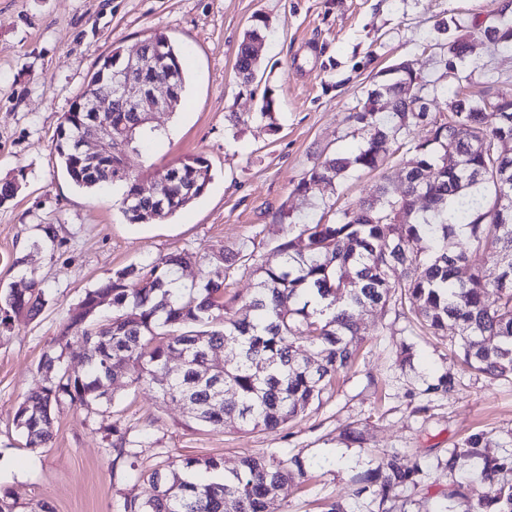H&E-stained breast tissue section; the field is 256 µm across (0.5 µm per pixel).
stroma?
Listing matches in <instances>:
<instances>
[{"mask_svg": "<svg viewBox=\"0 0 512 512\" xmlns=\"http://www.w3.org/2000/svg\"><path fill=\"white\" fill-rule=\"evenodd\" d=\"M268 27L253 85L236 68L244 32L256 19ZM512 23V0H0V179L14 177L17 196L0 205V296L22 275H34L48 300L36 318L13 317L0 338V488L54 512H124L148 498L145 473L178 456H217L231 467L243 456L300 457L301 488H284L268 512H325L349 500L354 478L400 449L419 463L424 482L408 491L406 512H470L459 484L476 483L487 500L497 487L478 480L480 460L444 466L452 448L472 434L489 438L488 454L512 455V379L468 370L449 339L414 336L393 311L364 308L365 346L332 394L274 431L215 430L189 418L183 405L120 383L107 411L65 407L55 414L50 446L31 449L14 423L24 394L42 384L41 356L58 348L59 331L86 289L112 272L144 266L187 249L196 263L180 270L198 280L199 259L249 242L261 259L291 225L334 220L340 210L375 198L382 180L404 189L406 149L383 172L355 171L316 194L298 193L307 171L326 154L351 155L363 133L350 121L368 90L402 62L437 88L448 80L438 47L462 34ZM164 33L185 65V100L157 121L165 137L129 154L127 165L151 191L150 167L187 155L211 164L212 180L192 205L159 224L127 223L118 195L76 188L61 171L54 144L64 112L81 94L98 61L113 48L135 53L151 33ZM474 96L512 92V47L476 46L460 63ZM276 102L273 120L258 117L263 93ZM55 225L54 247L37 246L39 228ZM412 345L405 366L403 345ZM456 391L413 414L407 389L442 374ZM364 445L345 444L346 428ZM139 443L114 463L112 429Z\"/></svg>", "mask_w": 512, "mask_h": 512, "instance_id": "obj_1", "label": "stroma"}]
</instances>
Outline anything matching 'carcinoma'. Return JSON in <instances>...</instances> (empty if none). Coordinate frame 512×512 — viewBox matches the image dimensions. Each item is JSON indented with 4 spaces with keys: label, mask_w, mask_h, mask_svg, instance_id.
I'll use <instances>...</instances> for the list:
<instances>
[{
    "label": "carcinoma",
    "mask_w": 512,
    "mask_h": 512,
    "mask_svg": "<svg viewBox=\"0 0 512 512\" xmlns=\"http://www.w3.org/2000/svg\"><path fill=\"white\" fill-rule=\"evenodd\" d=\"M261 31L255 25L238 47L235 67L243 81L259 70L254 43L262 40ZM146 42L155 51V63L144 78L168 80L175 105H180L187 79L182 65L170 66L177 51L161 32ZM466 50L463 36L449 42L440 65L461 61ZM121 58L117 49L103 57L84 92L108 83ZM408 80L414 77L396 72L367 92L362 111L351 116L368 131L361 147L351 157L325 158L297 186L308 194L351 169L380 170L398 137L424 124L430 136L407 149L409 183L402 194L384 184L377 198L341 211L334 222L298 225V234L276 247V259L256 268L259 282L248 304L250 317L233 314L238 296L226 297L222 281L205 278L171 291L176 270L193 260L188 251L112 272L81 300L92 307L107 296L112 315L85 322L68 319L60 330V352L45 354L39 363L46 384L27 394L15 414L26 446L44 448L52 441L54 412L65 405L92 410L111 404L109 387L119 379L183 403L190 418L215 429L229 419L241 429H275L321 401L336 376L352 367L364 342L358 312L367 306H387L409 327L432 336L448 335L452 322L459 330L458 356L467 367L512 378V213L503 217L497 211L500 193L512 194V184L504 187L497 181L503 167H512V156L502 159L488 149L471 148L476 142L490 146L505 137L512 140V111L489 124L486 98L457 89L450 104L463 103L464 108L446 115L414 112L404 89ZM380 92L391 102L383 118L373 107ZM95 118L94 112L64 113L55 141L59 165L74 186L87 192L122 184L119 209L128 223L165 221L202 195L199 190L188 193L186 184L211 181L209 161L186 156L153 170L165 208L135 199L139 178L123 157L87 162L80 155L82 129ZM472 253L500 263L497 281H487L470 263ZM253 257L246 243L231 256L222 249L211 255L224 264L226 275L236 260ZM307 292L328 301L326 308L309 309ZM45 304L44 291L33 278L24 288L9 289L0 303V335L12 316L23 313L33 319ZM74 338L96 351L83 377L63 368L65 356L74 355ZM217 351L230 352L234 361L215 366ZM177 352L184 354V364L171 376L167 362ZM423 385L420 394L446 397L456 390L457 380L445 374ZM486 445V434L470 435L450 451L446 466L452 471L466 458L481 457L480 480L501 481L494 512H512V482L504 479L512 472V458L484 456L480 449ZM219 471L220 481L197 478L200 472ZM305 475L298 457L244 456L230 470L214 456L177 457L147 474L152 496L126 501L124 512H266L286 485ZM424 478L422 467L405 464L395 449L356 478L352 496L365 499L368 512L374 506L384 512L386 503L417 488Z\"/></svg>",
    "instance_id": "cac0c4a2"
}]
</instances>
